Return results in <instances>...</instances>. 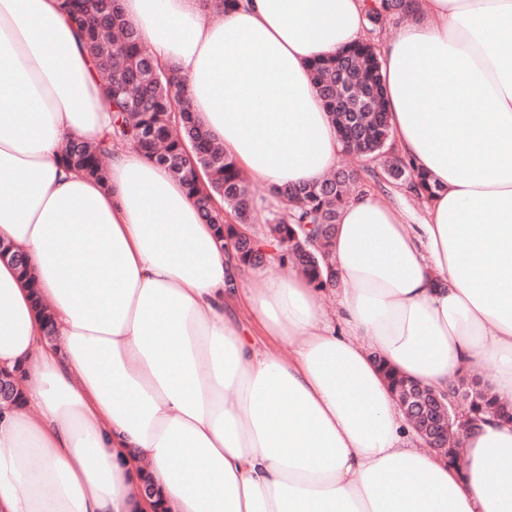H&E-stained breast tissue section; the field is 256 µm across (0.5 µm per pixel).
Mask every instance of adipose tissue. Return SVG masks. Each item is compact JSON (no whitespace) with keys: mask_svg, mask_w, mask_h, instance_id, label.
I'll return each mask as SVG.
<instances>
[{"mask_svg":"<svg viewBox=\"0 0 512 512\" xmlns=\"http://www.w3.org/2000/svg\"><path fill=\"white\" fill-rule=\"evenodd\" d=\"M121 4L265 204L343 155L309 65L364 38L366 0L208 22L199 0ZM380 58L393 146L440 191L415 229L374 192L346 202L329 315L305 275L240 264L133 146L108 184L65 170L63 145L110 121L92 61L60 0H0V240L34 276L0 261V369L23 397L0 408V512H512V419L449 465L381 372L444 390L489 361L512 404V0H427Z\"/></svg>","mask_w":512,"mask_h":512,"instance_id":"adipose-tissue-1","label":"adipose tissue"}]
</instances>
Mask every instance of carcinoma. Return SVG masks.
Wrapping results in <instances>:
<instances>
[{"label":"carcinoma","instance_id":"1","mask_svg":"<svg viewBox=\"0 0 512 512\" xmlns=\"http://www.w3.org/2000/svg\"><path fill=\"white\" fill-rule=\"evenodd\" d=\"M101 2L61 0V8L95 63L104 87L105 108L112 113V130L98 143H67L62 149V165L105 182L112 143L132 144L183 183L202 218L215 225L219 237L242 264L259 266L263 262L260 241L243 242L235 229L237 224L252 223L254 206L247 179L196 119L184 83L174 70L158 65L144 47L140 33L125 19L121 6L113 7L103 24L94 23L100 16ZM411 7L409 0H370L366 14L369 33L377 30L382 16L404 18ZM311 72L346 152L375 164L381 178L405 187L412 195L433 197L436 185L388 145L385 99L367 102L344 92L343 82L347 80L361 87L375 86L385 93L375 44L370 40L357 43L317 59ZM355 182V171L342 170L316 184L281 186L276 193L290 207L265 218V237L280 249L279 264L297 268L321 290L333 270L329 251L333 226ZM316 237L321 251H313L310 258L303 246ZM0 251L9 253L8 260L26 272L27 261L18 248L3 242ZM383 372L391 390L406 401L412 395L410 384L386 366ZM448 391L453 398L462 396L460 408L470 421L487 413L512 419V407L501 404L474 377L460 376Z\"/></svg>","mask_w":512,"mask_h":512}]
</instances>
